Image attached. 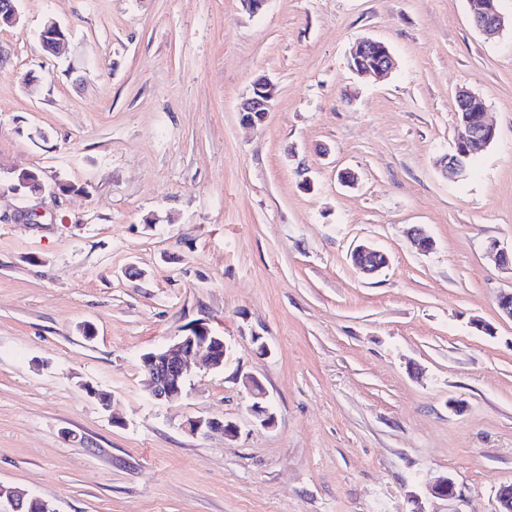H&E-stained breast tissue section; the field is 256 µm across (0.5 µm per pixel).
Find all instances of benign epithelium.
Listing matches in <instances>:
<instances>
[{
  "instance_id": "7a95c632",
  "label": "benign epithelium",
  "mask_w": 512,
  "mask_h": 512,
  "mask_svg": "<svg viewBox=\"0 0 512 512\" xmlns=\"http://www.w3.org/2000/svg\"><path fill=\"white\" fill-rule=\"evenodd\" d=\"M475 27L487 36L499 34L506 26V18L498 10L494 0L476 9L472 16ZM65 34L53 19L48 20L41 32V40L45 48L53 49L63 43ZM376 54L378 62L374 67L356 69L359 75L383 74L393 66V56L389 46L379 40L359 39L349 49L348 59L359 60L367 52ZM276 87L265 76H260L252 83L247 97L240 104V112H267L274 99ZM487 110L468 120L464 128L455 136L453 152L444 155L439 165L444 170L456 173L465 172L469 158L491 145L497 138L496 128L487 121ZM355 262V269L366 276H375L389 265L388 255L371 244H360L350 254ZM198 357L210 369H222L229 358V350L221 336H215L204 322H196L188 326L177 340L168 346L159 347L140 356L144 384L151 398L160 402L172 403L180 400L188 393L187 385L191 376V358ZM252 400L250 410L254 417L263 425L274 423V413L268 402V394L264 386L255 378L248 377L244 381ZM213 429H221L228 437L235 436L237 427L229 421L214 419H190L185 430L192 435L205 434ZM432 495L443 498L455 496V483L448 477L439 478L430 487ZM497 508L495 512H512V485L501 486L496 494ZM26 505L25 493L0 483V512H21Z\"/></svg>"
}]
</instances>
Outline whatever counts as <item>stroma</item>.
Listing matches in <instances>:
<instances>
[{
  "label": "stroma",
  "mask_w": 512,
  "mask_h": 512,
  "mask_svg": "<svg viewBox=\"0 0 512 512\" xmlns=\"http://www.w3.org/2000/svg\"><path fill=\"white\" fill-rule=\"evenodd\" d=\"M16 8L0 178L63 189L0 190V483L58 512H495L512 484V268L488 246H512V28L486 38L468 0ZM362 38L389 45L384 79L350 69ZM261 75L276 95L251 126L239 105ZM462 88L497 139L447 176ZM362 243L389 256L370 279L349 258ZM197 321L229 360L156 403L139 357ZM198 417L237 434H189ZM442 476L453 498L430 494ZM244 385L252 400L250 410L254 417L263 425L269 426L274 423V413L268 402V394L264 386L254 377H246Z\"/></svg>",
  "instance_id": "obj_1"
}]
</instances>
